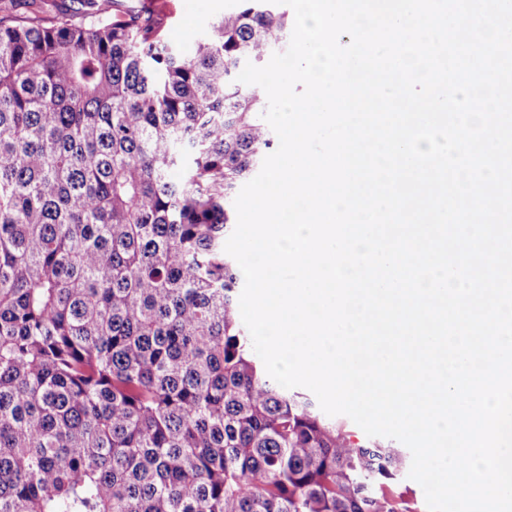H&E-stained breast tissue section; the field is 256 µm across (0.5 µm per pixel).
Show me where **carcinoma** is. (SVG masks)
<instances>
[{
    "mask_svg": "<svg viewBox=\"0 0 512 512\" xmlns=\"http://www.w3.org/2000/svg\"><path fill=\"white\" fill-rule=\"evenodd\" d=\"M0 6V512H413L407 456L271 379L230 205L274 140L236 80L288 9L189 51L154 14ZM338 419L344 426L347 428L349 433L352 435V439L355 442L364 441V440H377V441H389L393 443L394 447L397 448H405L410 454V461L408 468L399 476L394 487L396 490L402 495L403 499L410 501L413 503V507L416 508V512H428L425 494L423 488L416 481L410 479L408 477V472L410 470L412 456L409 449L402 444L401 442L381 436L370 437L365 434V432L356 425L349 417L345 415H336L332 416Z\"/></svg>",
    "mask_w": 512,
    "mask_h": 512,
    "instance_id": "cac0c4a2",
    "label": "carcinoma"
}]
</instances>
